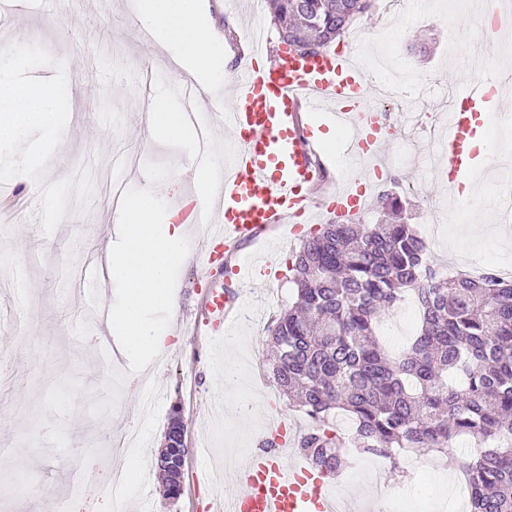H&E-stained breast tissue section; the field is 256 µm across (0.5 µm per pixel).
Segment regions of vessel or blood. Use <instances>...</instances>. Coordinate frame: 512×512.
Wrapping results in <instances>:
<instances>
[{
  "instance_id": "1",
  "label": "vessel or blood",
  "mask_w": 512,
  "mask_h": 512,
  "mask_svg": "<svg viewBox=\"0 0 512 512\" xmlns=\"http://www.w3.org/2000/svg\"><path fill=\"white\" fill-rule=\"evenodd\" d=\"M250 36V61L238 74L233 105L220 117L197 111L205 96L198 85L175 87L204 134H211L219 120L236 140L214 172L215 193L194 217L207 227L206 246L199 255L207 276L223 269L242 276L253 263L249 246L262 240L269 254H276L279 247L267 241V233L318 204L321 160L311 134L316 117L347 131V156H370L383 144L384 125L372 105L376 88L351 54L332 52L312 61L283 50L269 61L263 29L253 27ZM495 84V79L483 78L453 98L442 180L448 194L460 190L472 166L471 142L481 115L493 109L488 90ZM201 307L208 334L219 337L236 327L244 313L239 295L216 288L204 290ZM265 441V448L230 473L234 489L224 500V512H337L336 492L324 474L313 472L301 459L281 457L279 449L288 442L282 420L272 419Z\"/></svg>"
}]
</instances>
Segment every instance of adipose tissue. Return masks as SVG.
I'll return each instance as SVG.
<instances>
[{"instance_id":"obj_1","label":"adipose tissue","mask_w":512,"mask_h":512,"mask_svg":"<svg viewBox=\"0 0 512 512\" xmlns=\"http://www.w3.org/2000/svg\"><path fill=\"white\" fill-rule=\"evenodd\" d=\"M137 21L153 41L167 47L173 61L197 84L212 90L227 80L224 45L206 22L202 0H138ZM148 139H178L192 146L196 130L183 111L156 96L143 120ZM176 213L167 206L157 186L127 199L116 213L122 229L120 249H105V264L123 298L113 305L109 320L121 334L122 355L157 352L172 332L146 324L145 308L174 311L176 301L167 290L174 264L188 259L187 238Z\"/></svg>"}]
</instances>
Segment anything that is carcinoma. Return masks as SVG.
I'll return each instance as SVG.
<instances>
[{"instance_id":"obj_1","label":"carcinoma","mask_w":512,"mask_h":512,"mask_svg":"<svg viewBox=\"0 0 512 512\" xmlns=\"http://www.w3.org/2000/svg\"><path fill=\"white\" fill-rule=\"evenodd\" d=\"M282 42L300 35L329 44L368 13L371 0H268ZM296 301L268 327L271 373L281 394L315 426L298 448L335 475L343 449L396 460L401 452H444L458 437L481 449L460 467L472 486L469 512H512V282L443 274L425 258L411 224H321L291 255ZM420 327L397 355L380 344L378 319L405 292ZM354 424L336 433L333 412ZM161 455L167 495L182 490L186 449L169 430Z\"/></svg>"}]
</instances>
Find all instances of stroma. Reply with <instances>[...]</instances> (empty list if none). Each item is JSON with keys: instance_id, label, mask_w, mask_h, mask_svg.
I'll return each mask as SVG.
<instances>
[{"instance_id": "obj_1", "label": "stroma", "mask_w": 512, "mask_h": 512, "mask_svg": "<svg viewBox=\"0 0 512 512\" xmlns=\"http://www.w3.org/2000/svg\"><path fill=\"white\" fill-rule=\"evenodd\" d=\"M204 4L211 28L224 38L225 54L236 56L247 14L237 4L225 9L224 0ZM135 8L136 0H42L38 9L0 21L6 42L41 43L66 63L70 116L47 181L86 169L94 183L89 202L71 201L49 235L41 228L38 184L23 175L6 184L26 199L25 207L0 215V472L14 499L11 512H69L73 506L80 512H221L231 491L224 481L226 449L257 445L268 422L266 404H275L298 429L311 424L262 369L267 326L295 300L290 272L270 283L261 267L253 268L243 287L244 303L258 306V321L223 341L224 358L239 373L228 401L245 396L255 404L246 429L213 406L215 395L225 393L223 369L210 357L207 337L194 333L207 280L193 263L172 271L175 313L150 308L143 314L146 322L171 326L175 333L152 363L141 369L134 358L103 353L105 327L97 307L120 297L118 285L103 279L97 263L100 252L120 238L113 181H125L133 197L166 170L178 175L167 187L171 199L183 202L194 195L192 150L150 141L141 132L148 105L141 94L144 68L152 69L156 85L168 93L185 75L172 67L166 52L141 43ZM391 17L396 35L388 60L421 109L432 110L444 100L446 87L466 88L479 74L512 64V48L480 58L471 54V39L483 33L479 11L449 10L448 0H407L396 11L391 0H376L374 9L352 24L362 38L356 59L367 77L376 74L379 36ZM324 159L349 165L339 153ZM352 168L355 179L375 180L377 190L400 195L404 220L419 235L439 219L443 192L430 128L405 131L399 153L386 159L380 172ZM467 229L461 221L448 224L445 236L428 245L430 264L441 270L478 263L512 269V223L490 225L492 240L477 253L466 247ZM145 388L154 393L147 414L139 397ZM176 408L189 452L182 493L173 500L164 494L158 457ZM104 430L116 438L136 433L135 445L148 457L138 481L106 494L89 483L74 488L81 474L76 457L93 458L106 473L123 456V449L101 446ZM447 473L431 451L406 455L395 467L352 454L335 483L353 512H432L435 501L448 497Z\"/></svg>"}]
</instances>
